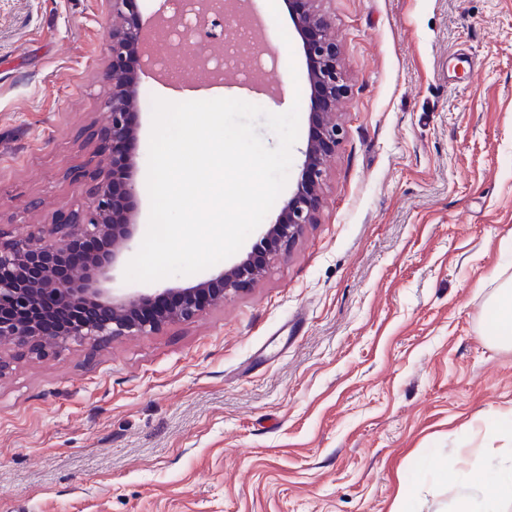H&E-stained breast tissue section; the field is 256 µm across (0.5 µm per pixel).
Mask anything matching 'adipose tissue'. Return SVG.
Segmentation results:
<instances>
[{
	"mask_svg": "<svg viewBox=\"0 0 512 512\" xmlns=\"http://www.w3.org/2000/svg\"><path fill=\"white\" fill-rule=\"evenodd\" d=\"M474 453L481 456L484 464L494 463L495 477L486 479L483 467L467 464L447 469L446 477L464 489L455 512H504V504L512 502V448H496L485 441Z\"/></svg>",
	"mask_w": 512,
	"mask_h": 512,
	"instance_id": "1",
	"label": "adipose tissue"
}]
</instances>
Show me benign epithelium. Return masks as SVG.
Masks as SVG:
<instances>
[{
	"label": "benign epithelium",
	"mask_w": 512,
	"mask_h": 512,
	"mask_svg": "<svg viewBox=\"0 0 512 512\" xmlns=\"http://www.w3.org/2000/svg\"><path fill=\"white\" fill-rule=\"evenodd\" d=\"M323 0H287L293 28L302 42L310 92V135L293 194L268 225L264 258L249 254L236 264L186 287L153 293L113 287L115 272L134 252L136 201L132 178L134 125L139 77L130 59L141 55L145 27L128 12L134 0H106L112 14L109 64L102 81L109 89L108 124L101 129L112 157L88 173L86 201L58 222L31 224L12 235L0 229V341L37 355L72 342L108 341L119 336L153 333L190 321L208 306L257 282L270 259L291 249L317 214L326 177L324 159L340 141L336 102L347 93L331 18ZM240 0H198L200 22L212 16L234 17ZM105 243L102 250L76 257L86 243Z\"/></svg>",
	"instance_id": "benign-epithelium-1"
}]
</instances>
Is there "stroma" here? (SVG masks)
I'll return each mask as SVG.
<instances>
[{
  "mask_svg": "<svg viewBox=\"0 0 512 512\" xmlns=\"http://www.w3.org/2000/svg\"><path fill=\"white\" fill-rule=\"evenodd\" d=\"M349 93L317 223L248 290L159 332L0 349V512H448L432 486L474 430L504 446L512 349V0H326ZM262 82L140 75L138 236L152 99L299 104L306 60L282 0ZM105 0H0V228L77 209L102 149ZM298 97L275 94L286 70ZM498 314V334L494 341L502 346L512 347V289L501 288L494 301Z\"/></svg>",
  "mask_w": 512,
  "mask_h": 512,
  "instance_id": "1",
  "label": "stroma"
}]
</instances>
